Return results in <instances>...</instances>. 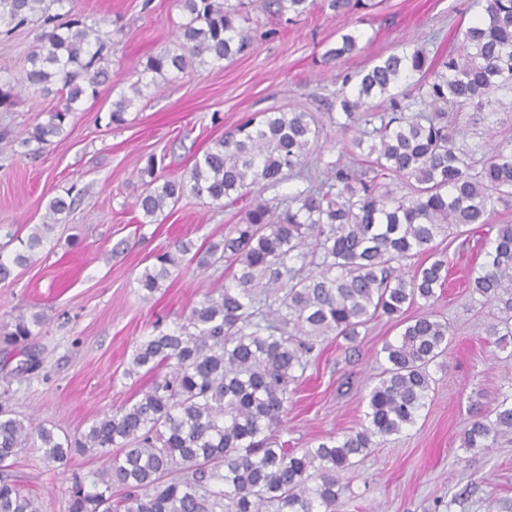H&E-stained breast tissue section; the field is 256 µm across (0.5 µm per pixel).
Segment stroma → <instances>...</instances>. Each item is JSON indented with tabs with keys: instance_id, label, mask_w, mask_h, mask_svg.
Returning <instances> with one entry per match:
<instances>
[{
	"instance_id": "obj_1",
	"label": "stroma",
	"mask_w": 512,
	"mask_h": 512,
	"mask_svg": "<svg viewBox=\"0 0 512 512\" xmlns=\"http://www.w3.org/2000/svg\"><path fill=\"white\" fill-rule=\"evenodd\" d=\"M51 10L82 15L90 24L105 16L112 21L109 80L84 98L62 136L31 155L17 138L46 122L59 96L16 84L30 66L38 23L0 35V84L15 86L14 106L0 110V254L13 256L18 238L42 223L52 198H77L28 266L0 281V323L20 313L46 316L25 349H0V403L60 435L84 432L97 416L129 402L147 383L125 374L137 343L180 325L203 293L228 280L223 265L201 271L186 264L150 301L142 300L137 278L153 255L180 239L199 244L224 235L244 211L188 194L155 223H140L135 202L148 158L156 159L159 174L178 176L243 118L297 109L313 113L322 126L308 166L326 175L327 163L355 136L337 126L336 92L344 76L410 44L431 53L452 50L480 12L473 0H381L367 14L317 9L286 24L256 9V40L247 53L158 82L115 126L108 122L113 100L148 56L172 47L184 19L179 0H58ZM354 30L361 34L358 52L323 65V53ZM486 240L476 224L466 241L440 242L452 268L433 310L452 327L448 352L429 367L432 389L415 424L344 474L349 490L337 512H501L502 502L512 501V442L470 452L460 446L473 402L491 408L512 394V358L487 339L488 312L471 306L464 288ZM401 331L376 319L354 341H322L291 388L281 441L311 448L359 426L381 371L377 352ZM30 354L41 369L19 374ZM102 463L76 454L59 466L46 462L40 449L25 448L8 473L38 497L41 512H67L72 475H88Z\"/></svg>"
}]
</instances>
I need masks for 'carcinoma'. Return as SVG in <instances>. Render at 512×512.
Returning <instances> with one entry per match:
<instances>
[{
	"mask_svg": "<svg viewBox=\"0 0 512 512\" xmlns=\"http://www.w3.org/2000/svg\"><path fill=\"white\" fill-rule=\"evenodd\" d=\"M62 0H0V26L11 32L41 21L40 44L19 79L26 88L58 86L59 106L24 133L20 145L46 143L65 132L70 115L108 78L109 22L87 25L75 17L56 22L50 5ZM481 13L462 33L458 51L431 58L425 47H405L346 78L336 94L357 127L353 146L367 169L356 170L342 148L327 163L334 181L307 186L284 208L254 200L228 235L195 247L178 240L158 253L137 279L150 300L186 262L206 270L224 263L231 282L208 293L185 322L140 342L126 375L168 372L88 430L60 438L32 427L0 406V463L31 443L46 460L66 462L75 452L97 453L105 465L75 477L68 512H336L348 491L342 475L388 436L413 425L431 390L429 366L447 353L448 322L407 309L433 304L448 283L447 254L435 241L459 237L472 224L491 225L483 261L467 275L472 303L490 308L486 326L494 344L512 343V224H493L512 208V138L485 140L497 125L491 95L512 94V0H477ZM184 21L174 48L148 57L145 67L112 101L109 123L125 114L156 80L195 65L231 60L253 44L245 0H181ZM335 14L365 12L375 0H260L281 18L316 7ZM360 35L345 33L323 55L338 61L358 49ZM412 88L415 93L406 91ZM320 135L303 111L260 113L224 133L178 177L156 175L150 158L141 171L146 191L136 208L152 224L187 192L225 208L250 187L278 186L302 168ZM405 180L397 195L386 180ZM75 199L54 197L41 224L11 258L0 254V280L27 265ZM419 263L411 273L407 262ZM279 285L274 318L263 311L260 288ZM397 320L404 330L383 344L385 364L368 394L365 423L314 448L278 444L289 386L305 372L317 343L329 336L352 341L374 319ZM20 313L0 324V346L17 348L43 324ZM512 434V398L490 411L476 408L460 447L490 448ZM0 512H40L37 499L0 475Z\"/></svg>",
	"mask_w": 512,
	"mask_h": 512,
	"instance_id": "carcinoma-1",
	"label": "carcinoma"
}]
</instances>
